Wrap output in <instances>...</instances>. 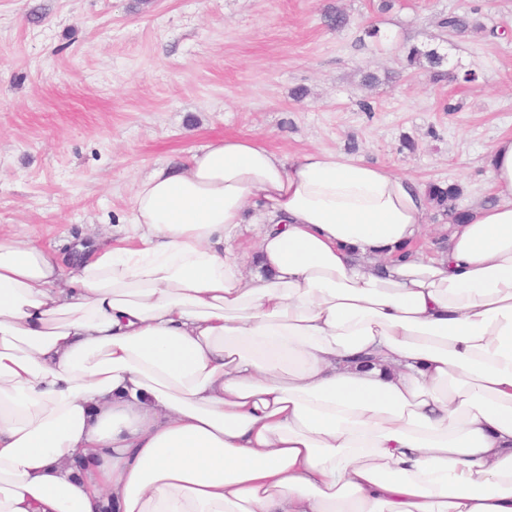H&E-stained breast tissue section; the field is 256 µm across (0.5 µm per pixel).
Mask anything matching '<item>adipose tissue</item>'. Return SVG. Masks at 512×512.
I'll return each instance as SVG.
<instances>
[{
    "instance_id": "ef3b65f1",
    "label": "adipose tissue",
    "mask_w": 512,
    "mask_h": 512,
    "mask_svg": "<svg viewBox=\"0 0 512 512\" xmlns=\"http://www.w3.org/2000/svg\"><path fill=\"white\" fill-rule=\"evenodd\" d=\"M487 166L439 257L413 179L244 135L70 274L0 234V512H512V135Z\"/></svg>"
}]
</instances>
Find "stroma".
I'll list each match as a JSON object with an SVG mask.
<instances>
[{"mask_svg":"<svg viewBox=\"0 0 512 512\" xmlns=\"http://www.w3.org/2000/svg\"><path fill=\"white\" fill-rule=\"evenodd\" d=\"M507 134L512 0H0V229L63 260L130 222L139 179L224 135L456 184L466 209L493 202Z\"/></svg>","mask_w":512,"mask_h":512,"instance_id":"obj_1","label":"stroma"}]
</instances>
